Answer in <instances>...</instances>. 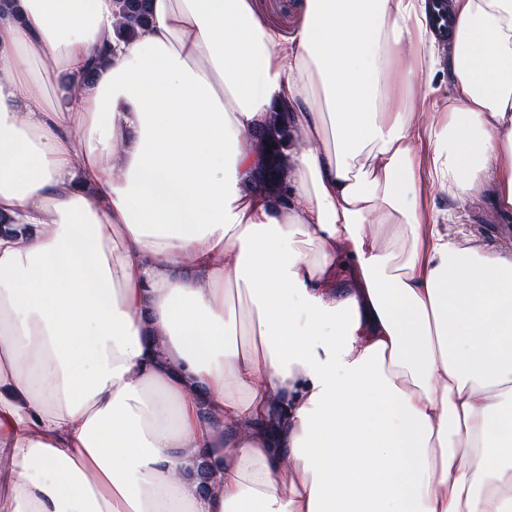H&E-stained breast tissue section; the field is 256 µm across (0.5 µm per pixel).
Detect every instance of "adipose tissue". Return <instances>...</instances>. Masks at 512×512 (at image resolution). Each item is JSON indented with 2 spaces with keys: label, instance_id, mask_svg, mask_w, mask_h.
Returning <instances> with one entry per match:
<instances>
[{
  "label": "adipose tissue",
  "instance_id": "adipose-tissue-1",
  "mask_svg": "<svg viewBox=\"0 0 512 512\" xmlns=\"http://www.w3.org/2000/svg\"><path fill=\"white\" fill-rule=\"evenodd\" d=\"M447 9L424 123L426 0H0V512H512V256L421 204L512 211V0ZM117 1L120 34L132 38L140 28L149 22L152 0ZM259 18L285 35H291L301 11L302 0H255ZM451 53V45L448 47L447 42L437 41L435 45L436 71L425 87L434 103V112L432 113H448V102L456 98V87L448 77V57ZM259 136L273 146V151L269 161L265 163L264 157L258 166L257 183L253 181L254 187L280 198L286 190L284 175L288 160V154L285 153V148L288 147V112H279L276 108L270 112Z\"/></svg>",
  "mask_w": 512,
  "mask_h": 512
}]
</instances>
